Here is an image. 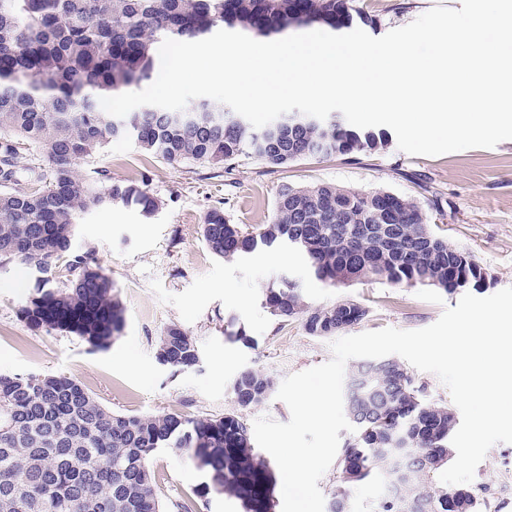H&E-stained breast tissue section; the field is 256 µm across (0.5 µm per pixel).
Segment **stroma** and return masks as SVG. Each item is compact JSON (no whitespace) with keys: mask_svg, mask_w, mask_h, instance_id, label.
Masks as SVG:
<instances>
[{"mask_svg":"<svg viewBox=\"0 0 512 512\" xmlns=\"http://www.w3.org/2000/svg\"><path fill=\"white\" fill-rule=\"evenodd\" d=\"M371 22L364 30L380 37L405 26L434 6L460 8V0H354ZM87 173L115 181L144 179L162 202L151 217L132 205L103 206L78 218L74 248L93 251L113 280L125 306L121 336L94 351L78 336L30 328L18 314L34 294L38 274L18 260L0 258V372L64 374L79 380L108 409L123 415L175 412L191 418L241 413L246 422L268 416L288 422V406L268 399L239 410L231 383L242 370L269 376L274 384L295 372L327 362L330 337L309 335L301 321L282 322L265 306L281 279L295 282L309 306L350 298L368 309L349 334L394 327L416 330L438 320L458 294L442 304L417 298V286L384 280L333 287L317 280L297 252L281 250L271 262L262 247L233 261L213 256L200 226L213 208L231 223L253 229L267 223L283 185L331 183L358 191L383 189L415 199L429 227L449 246L468 252L482 268L481 296L512 286V140L440 156H412L396 142L386 149L344 157L299 159L272 168L241 158L231 171L208 164L167 162L142 152L129 139H115L84 162ZM235 317L252 340L227 339L225 320ZM178 325L195 341L199 364L175 373L154 358L161 331ZM152 466L168 512H240L235 499L203 493L205 476L184 456L160 451ZM488 512H512V444L490 448L471 483Z\"/></svg>","mask_w":512,"mask_h":512,"instance_id":"stroma-1","label":"stroma"}]
</instances>
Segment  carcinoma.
<instances>
[{
	"instance_id": "cac0c4a2",
	"label": "carcinoma",
	"mask_w": 512,
	"mask_h": 512,
	"mask_svg": "<svg viewBox=\"0 0 512 512\" xmlns=\"http://www.w3.org/2000/svg\"><path fill=\"white\" fill-rule=\"evenodd\" d=\"M353 0H0V257L38 273L36 293L19 310L34 329L80 337L106 350L125 326V308L93 253L77 252V217L122 203L155 215L161 201L133 183L81 174L82 162L113 139H132L168 162L231 166L255 157L284 168L303 157L375 153L388 143L334 116L255 129L242 116L204 101L183 111L142 106L124 118L107 114L105 95L130 91L160 69L158 49L171 38L200 40L225 26L258 34L288 27H349ZM38 147L49 181L22 185L17 158ZM427 212L410 197L381 189L360 192L330 184L284 186L271 219L251 232L211 210L202 224L209 251L230 261L260 246L300 253L331 286L385 279L453 294L481 289L482 269L428 229ZM66 260L68 283L49 288L55 262ZM266 308L299 319L313 336H332L363 320L352 299L312 308L286 279L268 289ZM156 362L173 372L200 360L195 341L177 325L158 337ZM273 380L244 370L231 384L244 410L266 401ZM343 405L355 427L342 448L327 512H353L352 493L377 482L388 487L372 512H482L464 484L442 485L437 474L453 457L457 419L428 401L398 362L380 358L350 366ZM170 449L204 472L205 490L238 499L243 512H272L274 477L236 414L187 418L175 413L122 415L65 375L0 373V512H166L151 467Z\"/></svg>"
}]
</instances>
